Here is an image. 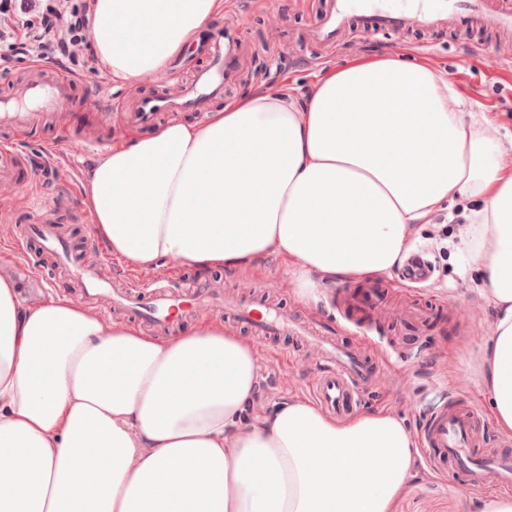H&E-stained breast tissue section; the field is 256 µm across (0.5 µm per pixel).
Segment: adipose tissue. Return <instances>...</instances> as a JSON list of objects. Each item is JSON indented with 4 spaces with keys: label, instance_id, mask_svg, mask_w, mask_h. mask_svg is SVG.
<instances>
[{
    "label": "adipose tissue",
    "instance_id": "obj_1",
    "mask_svg": "<svg viewBox=\"0 0 512 512\" xmlns=\"http://www.w3.org/2000/svg\"><path fill=\"white\" fill-rule=\"evenodd\" d=\"M102 76L135 83L224 0H90ZM425 63L356 57L306 101L279 91L171 120L84 172L92 231L142 270L276 254L303 296L389 274L411 228L477 199L461 235L494 307L482 376L512 432V153ZM253 346L200 322L158 337L0 274V512H391L417 448L382 410L344 421L292 401L252 422Z\"/></svg>",
    "mask_w": 512,
    "mask_h": 512
}]
</instances>
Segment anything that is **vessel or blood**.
Instances as JSON below:
<instances>
[{
	"mask_svg": "<svg viewBox=\"0 0 512 512\" xmlns=\"http://www.w3.org/2000/svg\"><path fill=\"white\" fill-rule=\"evenodd\" d=\"M420 27L470 33L492 30L506 40L512 38V0H325L312 35L318 41L333 43L351 30L362 37ZM198 50L208 57L209 64L192 81H182L174 73L163 92L124 102L123 108L133 120L149 123L165 112H201L223 96L225 83L232 80L246 52L237 29H228L221 38L207 37ZM74 86V79L61 73L37 74L0 101V124L22 130L59 112L71 105ZM403 272L408 280L422 282L432 276L434 266L424 254L414 253L407 258ZM75 273L85 283L87 297L99 300L108 314L131 311L141 323L162 327L178 323L193 309L220 305L225 315L260 338L288 336L317 351L321 365L314 382V399L322 410L336 416L351 413L365 391L380 389L385 382L358 345L344 343L306 321L285 317L270 306L256 305L246 296L224 293L209 281H198L191 298L158 293L134 303L125 293L106 288L97 269L79 267ZM430 314V308L415 298L405 307L385 311L384 316L399 321L425 319ZM422 441L435 464L453 465L468 481L487 487H512V455L484 450L479 416L470 402L451 396L433 403Z\"/></svg>",
	"mask_w": 512,
	"mask_h": 512,
	"instance_id": "obj_1",
	"label": "vessel or blood"
}]
</instances>
